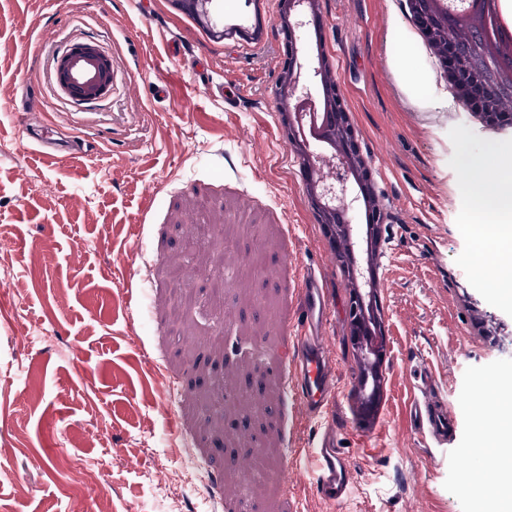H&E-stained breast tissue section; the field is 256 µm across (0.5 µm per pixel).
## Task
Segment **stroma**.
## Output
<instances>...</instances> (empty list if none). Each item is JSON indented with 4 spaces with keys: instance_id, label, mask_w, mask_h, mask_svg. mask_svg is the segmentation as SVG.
I'll return each instance as SVG.
<instances>
[{
    "instance_id": "obj_1",
    "label": "stroma",
    "mask_w": 512,
    "mask_h": 512,
    "mask_svg": "<svg viewBox=\"0 0 512 512\" xmlns=\"http://www.w3.org/2000/svg\"><path fill=\"white\" fill-rule=\"evenodd\" d=\"M404 2L323 0L357 147L389 207L383 395L364 424L351 294L276 116L286 34L216 45L167 0H0V512H96L102 493L112 512H496L472 398L478 382H512V302L477 270L488 244L459 180L463 154L512 160V138L449 111ZM83 44L112 58V90L94 101L61 93L53 64ZM171 49L178 64L156 70ZM303 265L333 300L340 409L327 423L355 468L339 504L311 471L291 485L281 472L322 425L295 412L282 363ZM425 366L456 419L442 449L409 433ZM249 448L276 449L277 468L227 495L219 460ZM86 469L98 490L72 496Z\"/></svg>"
}]
</instances>
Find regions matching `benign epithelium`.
Here are the masks:
<instances>
[{
  "label": "benign epithelium",
  "instance_id": "benign-epithelium-1",
  "mask_svg": "<svg viewBox=\"0 0 512 512\" xmlns=\"http://www.w3.org/2000/svg\"><path fill=\"white\" fill-rule=\"evenodd\" d=\"M61 83L74 96L92 100L103 95L112 84V65L109 59L92 46L78 47L63 56L59 63ZM381 384L361 398L360 418L366 422L380 402Z\"/></svg>",
  "mask_w": 512,
  "mask_h": 512
}]
</instances>
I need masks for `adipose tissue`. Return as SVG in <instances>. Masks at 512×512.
<instances>
[{
  "label": "adipose tissue",
  "instance_id": "ef3b65f1",
  "mask_svg": "<svg viewBox=\"0 0 512 512\" xmlns=\"http://www.w3.org/2000/svg\"><path fill=\"white\" fill-rule=\"evenodd\" d=\"M478 160H465L462 184L475 215L481 221L475 225L476 236L488 242L512 240V174L504 173L492 181L476 176Z\"/></svg>",
  "mask_w": 512,
  "mask_h": 512
}]
</instances>
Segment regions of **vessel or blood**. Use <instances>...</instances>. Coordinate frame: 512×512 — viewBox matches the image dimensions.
Segmentation results:
<instances>
[{
    "label": "vessel or blood",
    "mask_w": 512,
    "mask_h": 512,
    "mask_svg": "<svg viewBox=\"0 0 512 512\" xmlns=\"http://www.w3.org/2000/svg\"><path fill=\"white\" fill-rule=\"evenodd\" d=\"M300 315L286 323L291 343L283 359L291 374V400L303 418H324L337 402L336 367L330 351L327 324L330 301L314 269H303L299 278ZM420 398L412 401L409 416L416 433L428 434L437 447L443 448L453 435L454 426L447 408L431 403L430 378L420 370ZM307 454L316 463L315 483L320 495L332 503L343 502L353 482V470L340 452L336 433L324 428Z\"/></svg>",
    "instance_id": "obj_1"
}]
</instances>
